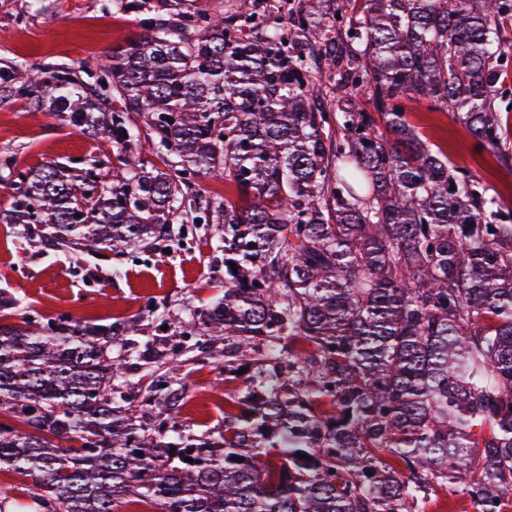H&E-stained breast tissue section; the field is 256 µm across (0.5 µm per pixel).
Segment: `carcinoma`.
I'll return each mask as SVG.
<instances>
[{"mask_svg": "<svg viewBox=\"0 0 512 512\" xmlns=\"http://www.w3.org/2000/svg\"><path fill=\"white\" fill-rule=\"evenodd\" d=\"M334 2L319 33L302 8L179 4L140 20L146 36L106 59L90 98L49 65L3 85L122 151L110 186L63 166L21 175L7 223L42 224L59 247L119 254L157 238L200 172L236 189L215 208L224 299L199 318L206 358L251 375L216 438L181 433L171 355L150 354L166 372L139 404L124 398L134 383L112 350L138 325L46 327L0 292V311L22 316L0 327V415L18 421L0 425V470L31 477L44 512L131 498L162 512H423L468 471L483 512L512 501V224L405 112L447 110L509 158L496 101L512 0ZM322 67L343 94L332 110L310 81ZM131 112L177 158L172 173L135 162Z\"/></svg>", "mask_w": 512, "mask_h": 512, "instance_id": "cac0c4a2", "label": "carcinoma"}]
</instances>
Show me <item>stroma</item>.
<instances>
[{"label": "stroma", "mask_w": 512, "mask_h": 512, "mask_svg": "<svg viewBox=\"0 0 512 512\" xmlns=\"http://www.w3.org/2000/svg\"><path fill=\"white\" fill-rule=\"evenodd\" d=\"M162 0H0V70L15 85L44 65L64 71L84 88H97L98 60L145 36L140 8ZM226 12L249 7L286 14L302 5L328 19L329 0H197ZM407 121L431 148L465 165L512 213V161L479 146L465 125L443 112L408 108ZM115 144L67 125L55 113L36 112L19 96L0 95V289L18 297L41 322L67 317L82 323L137 321L140 343L177 351V379L185 387L179 421L186 435L204 438L224 429V403L245 389L243 376L225 378L220 366L202 362L205 335L193 323L224 292V250L214 225L196 210H177L166 232L149 246L115 254L56 248L31 239L27 225L2 221L18 198L21 173L52 163L90 169L112 178ZM28 477L0 471V512H39L25 490Z\"/></svg>", "instance_id": "1"}]
</instances>
